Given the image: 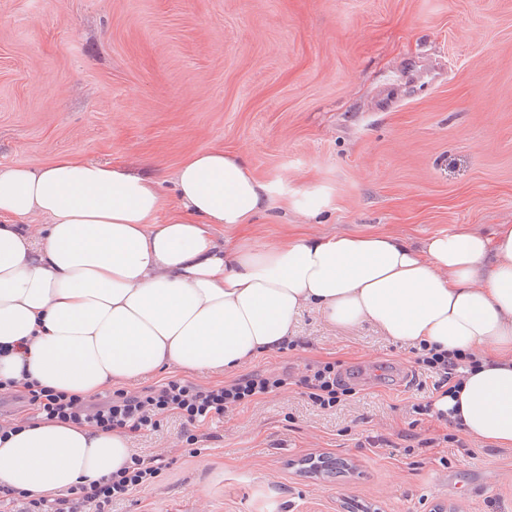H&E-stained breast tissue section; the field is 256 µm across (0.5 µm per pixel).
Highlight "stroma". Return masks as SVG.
<instances>
[{"label": "stroma", "instance_id": "obj_1", "mask_svg": "<svg viewBox=\"0 0 512 512\" xmlns=\"http://www.w3.org/2000/svg\"><path fill=\"white\" fill-rule=\"evenodd\" d=\"M213 149L330 199L315 218L213 225L228 251L492 234L512 224V0H0L1 166L77 153L150 175L170 205L179 165ZM288 340L234 374L170 368L146 383L333 361L358 374L355 396L321 411L290 385L194 445L161 417L129 447L169 467L112 512H512V447L449 441L455 426L413 413L438 393L410 346L311 308ZM320 455L333 469L306 468Z\"/></svg>", "mask_w": 512, "mask_h": 512}]
</instances>
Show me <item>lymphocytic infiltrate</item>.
Segmentation results:
<instances>
[{"mask_svg": "<svg viewBox=\"0 0 512 512\" xmlns=\"http://www.w3.org/2000/svg\"><path fill=\"white\" fill-rule=\"evenodd\" d=\"M290 374L251 372L227 385L205 387L185 379H172L131 392L118 389L88 399L40 384L33 379L0 380V393L20 399L34 419L57 420L101 431L119 432L134 438L154 430L161 415L179 418L199 428L208 420L222 417L287 385ZM298 384L308 402L330 409L353 394L343 383L335 363L306 365ZM164 456L150 460L131 458L123 470L90 483L70 487L52 497H32L27 492L0 483V512H108L112 504L125 501L133 491L151 485L166 468Z\"/></svg>", "mask_w": 512, "mask_h": 512, "instance_id": "f902f5d3", "label": "lymphocytic infiltrate"}]
</instances>
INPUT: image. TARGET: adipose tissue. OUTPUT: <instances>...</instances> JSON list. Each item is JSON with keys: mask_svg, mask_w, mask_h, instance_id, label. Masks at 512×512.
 I'll return each instance as SVG.
<instances>
[{"mask_svg": "<svg viewBox=\"0 0 512 512\" xmlns=\"http://www.w3.org/2000/svg\"><path fill=\"white\" fill-rule=\"evenodd\" d=\"M176 213L149 177L63 155L0 168V378L89 397L170 367L235 369L288 340L312 307L415 347L475 357L437 409L467 437L512 447V225L437 232L416 249L389 236H315L225 253L211 225L270 210L318 216L326 193L289 194L240 157L194 155L174 176ZM44 218L31 229L33 218ZM128 441L71 423L0 440V483L40 496L127 466Z\"/></svg>", "mask_w": 512, "mask_h": 512, "instance_id": "ef3b65f1", "label": "adipose tissue"}]
</instances>
